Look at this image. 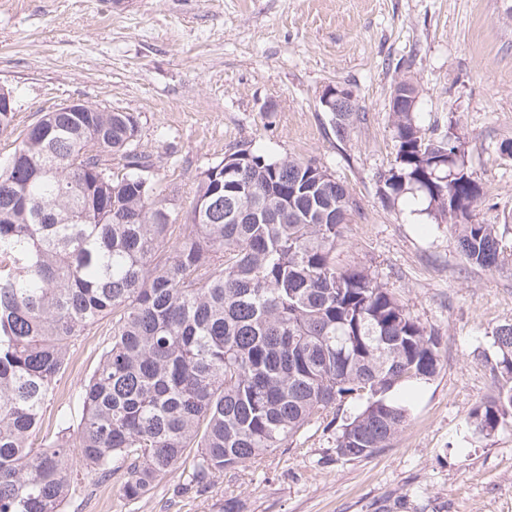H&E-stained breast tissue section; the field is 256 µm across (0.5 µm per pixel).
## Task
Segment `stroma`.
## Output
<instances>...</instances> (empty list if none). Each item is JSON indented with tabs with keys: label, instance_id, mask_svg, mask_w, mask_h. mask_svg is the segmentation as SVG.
Returning <instances> with one entry per match:
<instances>
[{
	"label": "stroma",
	"instance_id": "obj_1",
	"mask_svg": "<svg viewBox=\"0 0 512 512\" xmlns=\"http://www.w3.org/2000/svg\"><path fill=\"white\" fill-rule=\"evenodd\" d=\"M403 79L427 135L460 136L483 189L475 221L512 246V158L501 152L512 142V0H0V86L16 101L1 159L43 113L79 99L138 115L140 150L185 208L200 173L239 145L314 161L360 206L337 263L368 268L441 338L440 373L408 392V424L371 458H339L338 426L316 423L204 490L184 454L133 503L75 451L63 512H512V425L484 436L467 423L493 386L492 334L512 323V256L472 265L420 199L383 202L397 151L390 93ZM332 85L364 115L342 141L320 104ZM110 329L102 320L78 341L48 430L79 422Z\"/></svg>",
	"mask_w": 512,
	"mask_h": 512
}]
</instances>
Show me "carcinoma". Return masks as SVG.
<instances>
[{"mask_svg": "<svg viewBox=\"0 0 512 512\" xmlns=\"http://www.w3.org/2000/svg\"><path fill=\"white\" fill-rule=\"evenodd\" d=\"M408 98L390 104L407 191L495 267L506 245L472 220L482 187L460 138L426 135ZM352 102L340 140L360 121ZM133 112H46L0 162V512H61L77 449L139 501L195 449L192 481L257 466L348 400L337 454L367 458L407 425L394 393L432 380L440 341L368 270L336 265L358 202L327 170L248 148L205 169L189 210L138 151ZM124 160L112 173L106 157ZM112 334L82 386L76 428L43 432L76 342ZM495 393L468 413L487 436L512 421V323L493 334Z\"/></svg>", "mask_w": 512, "mask_h": 512, "instance_id": "cac0c4a2", "label": "carcinoma"}]
</instances>
